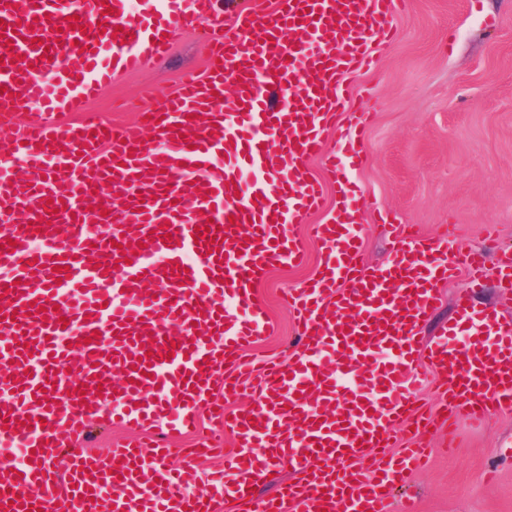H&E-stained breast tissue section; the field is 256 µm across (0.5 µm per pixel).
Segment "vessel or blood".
I'll use <instances>...</instances> for the list:
<instances>
[{
    "label": "vessel or blood",
    "instance_id": "vessel-or-blood-1",
    "mask_svg": "<svg viewBox=\"0 0 512 512\" xmlns=\"http://www.w3.org/2000/svg\"><path fill=\"white\" fill-rule=\"evenodd\" d=\"M399 2L268 0L224 20L221 0H0V127L13 130L0 143V453L23 458L0 479V512H390L428 456L395 449L399 420L421 432L512 410L511 317L462 292L454 321L419 336L440 284H481V256L454 230L396 224L391 261L367 264L348 175L367 160V113L325 150ZM196 29L210 42L202 70L159 100L144 89L135 121L88 111ZM317 157L336 184L330 209ZM309 237L321 263L288 291L302 341L258 365L247 351L271 325L255 287L302 265ZM424 364L437 415L417 397ZM245 393L249 407L225 409ZM200 403L234 440L206 497L188 489L213 444L174 469L149 434L195 431ZM103 412L140 436L101 459L84 442ZM52 449L67 452L65 474ZM278 466L294 481L256 496Z\"/></svg>",
    "mask_w": 512,
    "mask_h": 512
}]
</instances>
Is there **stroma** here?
<instances>
[{
	"instance_id": "35a3bbf8",
	"label": "stroma",
	"mask_w": 512,
	"mask_h": 512,
	"mask_svg": "<svg viewBox=\"0 0 512 512\" xmlns=\"http://www.w3.org/2000/svg\"><path fill=\"white\" fill-rule=\"evenodd\" d=\"M206 54L198 32H181L165 61L117 78L90 109L132 119L142 85L167 92ZM353 86L371 93L353 103L371 114L368 159L351 173L367 197L366 260L390 259L386 224H412L426 236L452 224L490 255L496 246L484 227L492 224L497 246L512 247V0H406L394 36L376 45L372 67ZM117 98L123 109L113 108ZM319 260L309 245L303 267L272 269L258 285L272 326L256 350L261 359L287 357L297 343L284 293L313 276ZM430 434L435 452L394 491L392 512H512V456L501 446L512 439V411L479 426L461 422L453 435L439 423Z\"/></svg>"
}]
</instances>
